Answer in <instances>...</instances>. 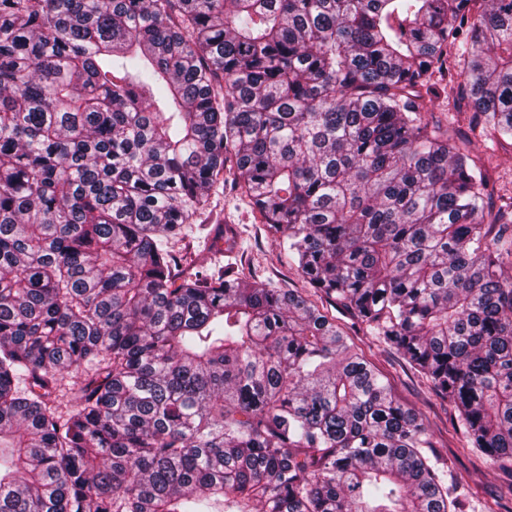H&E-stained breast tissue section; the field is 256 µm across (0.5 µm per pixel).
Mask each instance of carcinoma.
Masks as SVG:
<instances>
[{
	"mask_svg": "<svg viewBox=\"0 0 512 512\" xmlns=\"http://www.w3.org/2000/svg\"><path fill=\"white\" fill-rule=\"evenodd\" d=\"M505 138L512 0H0V512H450L333 318L162 241L232 175L512 465Z\"/></svg>",
	"mask_w": 512,
	"mask_h": 512,
	"instance_id": "carcinoma-1",
	"label": "carcinoma"
}]
</instances>
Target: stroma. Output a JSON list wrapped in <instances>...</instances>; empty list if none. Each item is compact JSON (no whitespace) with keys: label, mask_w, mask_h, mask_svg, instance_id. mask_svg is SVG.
<instances>
[{"label":"stroma","mask_w":512,"mask_h":512,"mask_svg":"<svg viewBox=\"0 0 512 512\" xmlns=\"http://www.w3.org/2000/svg\"><path fill=\"white\" fill-rule=\"evenodd\" d=\"M208 224H224L233 229L231 238L220 243L219 264L234 261L240 254L264 278L284 288L301 287L299 275L288 264L284 239L267 235L248 198L229 185L214 188L206 209L196 224L190 225L187 239L169 240L168 248L180 255L208 254L212 245L211 237L204 231ZM332 314L389 384L395 398L423 419L437 447L448 459L444 482L450 498L460 504L458 512H486L487 506L496 503L504 505L506 512H512V469L490 466L476 457L465 436L451 425L453 410L436 397L425 377L395 350L354 326L347 309L339 306L333 308Z\"/></svg>","instance_id":"35a3bbf8"}]
</instances>
